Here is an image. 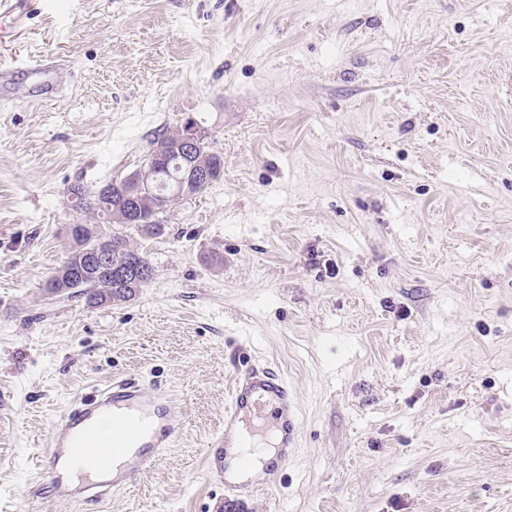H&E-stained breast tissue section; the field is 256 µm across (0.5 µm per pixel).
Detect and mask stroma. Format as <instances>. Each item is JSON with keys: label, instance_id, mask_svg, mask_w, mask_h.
Here are the masks:
<instances>
[{"label": "stroma", "instance_id": "stroma-1", "mask_svg": "<svg viewBox=\"0 0 512 512\" xmlns=\"http://www.w3.org/2000/svg\"><path fill=\"white\" fill-rule=\"evenodd\" d=\"M0 512H225L204 469L236 374L292 385L297 449L237 512H512V0H54L0 70ZM194 122L224 172L132 234L154 277L91 307L44 283L68 187ZM180 433L98 500L38 494L51 424L109 382Z\"/></svg>", "mask_w": 512, "mask_h": 512}]
</instances>
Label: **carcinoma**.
I'll list each match as a JSON object with an SVG mask.
<instances>
[{"instance_id":"obj_1","label":"carcinoma","mask_w":512,"mask_h":512,"mask_svg":"<svg viewBox=\"0 0 512 512\" xmlns=\"http://www.w3.org/2000/svg\"><path fill=\"white\" fill-rule=\"evenodd\" d=\"M80 194L81 206L76 211L89 215V220L80 224L82 233L69 236L72 241L71 250L46 280L44 288L48 292L61 289L70 296H83L88 304L99 307L130 301L140 289L148 285L150 279L119 282L110 275L99 274L88 268L84 260L85 252L97 250L111 257L114 265L137 260L149 263L148 258L138 252L128 237L120 232V229L126 227L124 218L128 209V206L121 204L122 192L104 196L98 188L90 190L82 186ZM108 215L112 216V224L119 227V230L107 236L99 233L97 227L98 220Z\"/></svg>"}]
</instances>
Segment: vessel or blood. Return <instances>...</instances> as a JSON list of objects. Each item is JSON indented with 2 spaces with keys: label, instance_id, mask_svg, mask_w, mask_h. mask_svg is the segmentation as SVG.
<instances>
[{
  "label": "vessel or blood",
  "instance_id": "obj_1",
  "mask_svg": "<svg viewBox=\"0 0 512 512\" xmlns=\"http://www.w3.org/2000/svg\"><path fill=\"white\" fill-rule=\"evenodd\" d=\"M32 0H0V13L24 32ZM109 433H101L104 421ZM179 433L177 406L164 391L145 390L132 380L112 382L96 397L80 402L52 425L39 466L46 485L60 498L85 495L101 499L131 486L154 468ZM274 436V455L267 463L263 486H272L296 451L297 402L292 386L268 365L239 373L224 409V429L205 456L209 474L223 478L226 497H236L234 476L249 471L252 460L243 454L248 437ZM82 472L72 484L68 475Z\"/></svg>",
  "mask_w": 512,
  "mask_h": 512
}]
</instances>
